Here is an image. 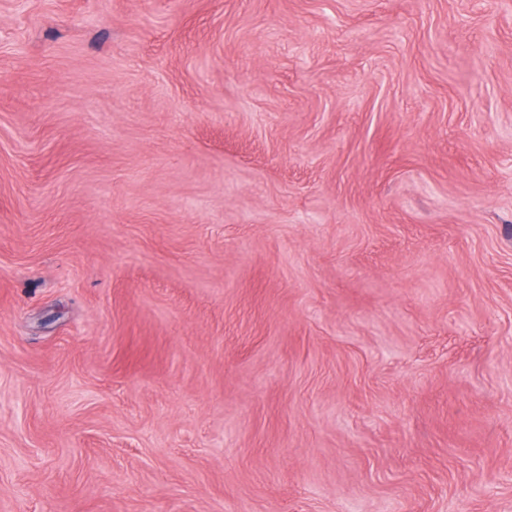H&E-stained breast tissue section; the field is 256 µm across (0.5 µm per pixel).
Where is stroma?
<instances>
[{"instance_id": "35a3bbf8", "label": "stroma", "mask_w": 512, "mask_h": 512, "mask_svg": "<svg viewBox=\"0 0 512 512\" xmlns=\"http://www.w3.org/2000/svg\"><path fill=\"white\" fill-rule=\"evenodd\" d=\"M0 512H512V0H0Z\"/></svg>"}]
</instances>
